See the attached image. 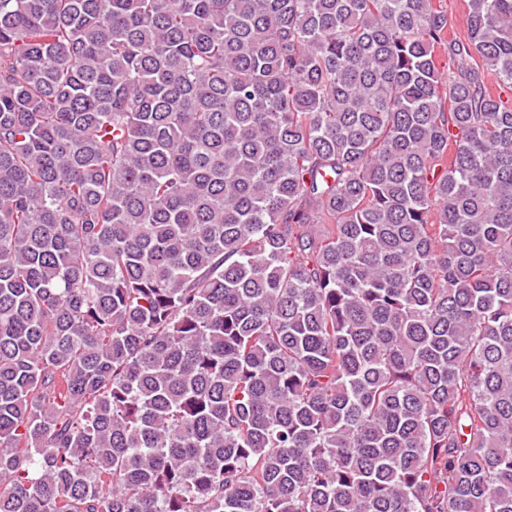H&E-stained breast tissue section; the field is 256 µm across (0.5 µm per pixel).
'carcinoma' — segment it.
Segmentation results:
<instances>
[{"mask_svg":"<svg viewBox=\"0 0 512 512\" xmlns=\"http://www.w3.org/2000/svg\"><path fill=\"white\" fill-rule=\"evenodd\" d=\"M435 2L0 0V512H512V0ZM441 7L448 15V36L464 38L467 35V6L466 0H439ZM437 0V3L439 2ZM459 2V3H458Z\"/></svg>","mask_w":512,"mask_h":512,"instance_id":"obj_1","label":"carcinoma"}]
</instances>
